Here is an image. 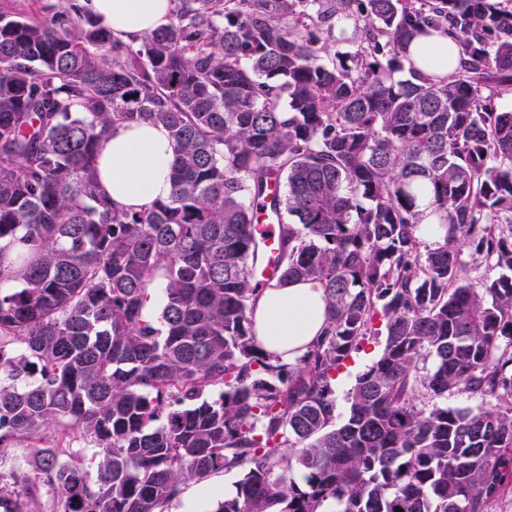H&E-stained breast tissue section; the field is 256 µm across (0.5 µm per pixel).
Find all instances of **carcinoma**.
<instances>
[{"label": "carcinoma", "mask_w": 512, "mask_h": 512, "mask_svg": "<svg viewBox=\"0 0 512 512\" xmlns=\"http://www.w3.org/2000/svg\"><path fill=\"white\" fill-rule=\"evenodd\" d=\"M322 2L174 0L124 41L79 0H0L3 512L42 490L55 512H166L231 469L214 512H489L512 479V0H333L359 41L332 57L307 24ZM432 30L450 74L411 57ZM143 122L170 132L172 191L128 211L98 154ZM465 244L499 275L461 278ZM298 281L324 289L326 326L287 363L252 304ZM377 319L340 421L334 373ZM50 424L80 446L18 453ZM421 49L429 52L422 56ZM410 52L417 61V66L425 74L442 72L451 73L456 65V49L448 37L434 33L429 36H419L410 45ZM421 58V59H420ZM241 478L238 471H222L215 473L201 482H190L182 485V490L177 498L169 506L168 512H186L185 510H200V512H207L210 507V502L216 499H224L233 497L236 493V483ZM212 488L218 490L206 502L200 504L197 502L198 494L202 489ZM214 490H205L204 496H209L214 493ZM221 490V492H220Z\"/></svg>", "instance_id": "carcinoma-1"}]
</instances>
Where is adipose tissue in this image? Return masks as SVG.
<instances>
[{
	"label": "adipose tissue",
	"mask_w": 512,
	"mask_h": 512,
	"mask_svg": "<svg viewBox=\"0 0 512 512\" xmlns=\"http://www.w3.org/2000/svg\"><path fill=\"white\" fill-rule=\"evenodd\" d=\"M87 9L122 40L153 33L168 22L171 0H87ZM410 52L421 72L450 73L456 49L447 37L415 39ZM173 144L160 123L117 126L103 142L98 158L101 193L119 208L137 211L167 198L172 189ZM256 330L265 347L292 362L321 335L326 320L319 284L293 282L263 289L253 305Z\"/></svg>",
	"instance_id": "adipose-tissue-1"
}]
</instances>
